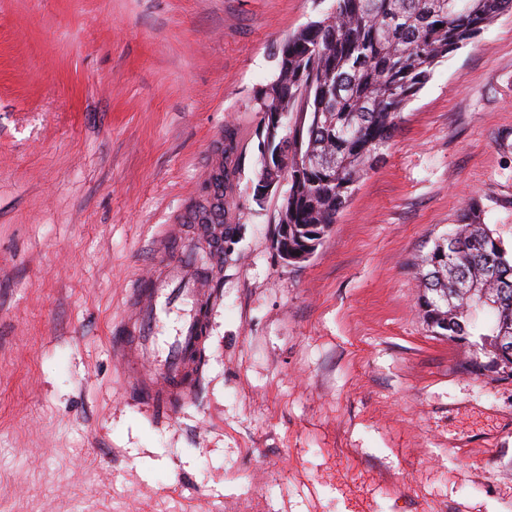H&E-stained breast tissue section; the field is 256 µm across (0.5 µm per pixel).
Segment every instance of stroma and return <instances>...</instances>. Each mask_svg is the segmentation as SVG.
Instances as JSON below:
<instances>
[{"instance_id": "obj_1", "label": "stroma", "mask_w": 512, "mask_h": 512, "mask_svg": "<svg viewBox=\"0 0 512 512\" xmlns=\"http://www.w3.org/2000/svg\"><path fill=\"white\" fill-rule=\"evenodd\" d=\"M333 0H0V512H512V380L429 332L415 262L468 204L512 249V12L432 69L314 254L252 198L289 35ZM240 225L198 391L126 393L110 329L153 242ZM240 148L239 133L234 128L224 131V190L232 189L233 179L238 169Z\"/></svg>"}]
</instances>
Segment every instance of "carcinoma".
<instances>
[{
    "label": "carcinoma",
    "instance_id": "cac0c4a2",
    "mask_svg": "<svg viewBox=\"0 0 512 512\" xmlns=\"http://www.w3.org/2000/svg\"><path fill=\"white\" fill-rule=\"evenodd\" d=\"M512 0H335L333 12L281 44L275 75L253 98L265 137L287 159V195L272 240L288 262L306 261L321 244L359 179L373 169L401 111L434 65L475 38ZM269 112L296 113L279 129ZM239 133L224 131V189L238 169ZM424 291L417 307L429 330L477 350L467 371L489 375L497 339L512 338V250L489 231L476 204L462 224L438 239L422 259ZM492 300L470 309L471 289Z\"/></svg>",
    "mask_w": 512,
    "mask_h": 512
}]
</instances>
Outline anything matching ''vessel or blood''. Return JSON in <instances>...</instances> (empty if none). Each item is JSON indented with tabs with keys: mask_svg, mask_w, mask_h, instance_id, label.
I'll return each instance as SVG.
<instances>
[{
	"mask_svg": "<svg viewBox=\"0 0 512 512\" xmlns=\"http://www.w3.org/2000/svg\"><path fill=\"white\" fill-rule=\"evenodd\" d=\"M156 275L131 288L125 315L112 328V348L134 365L129 391L154 416L172 419L193 396L205 345L214 281L224 261V225L220 216L187 232L172 224L154 248ZM178 313L171 341L159 344L164 317ZM154 355L153 372H137L144 356Z\"/></svg>",
	"mask_w": 512,
	"mask_h": 512,
	"instance_id": "vessel-or-blood-1",
	"label": "vessel or blood"
}]
</instances>
